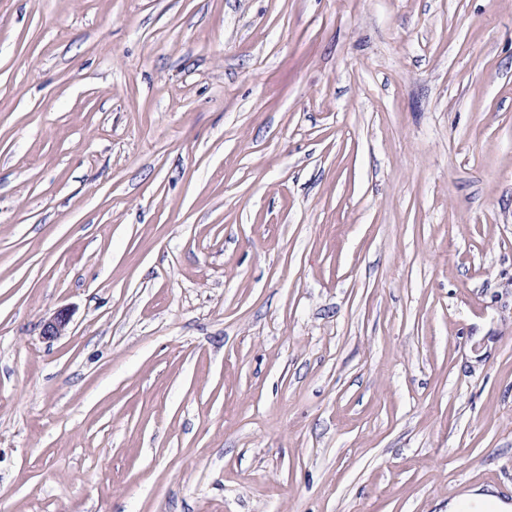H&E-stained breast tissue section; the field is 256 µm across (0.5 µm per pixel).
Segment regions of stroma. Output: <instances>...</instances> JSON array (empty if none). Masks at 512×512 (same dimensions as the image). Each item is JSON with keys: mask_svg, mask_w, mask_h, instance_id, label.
<instances>
[{"mask_svg": "<svg viewBox=\"0 0 512 512\" xmlns=\"http://www.w3.org/2000/svg\"><path fill=\"white\" fill-rule=\"evenodd\" d=\"M479 485L512 500V0H0V512ZM71 321L69 309H61L44 321L41 336L45 340H54L63 336Z\"/></svg>", "mask_w": 512, "mask_h": 512, "instance_id": "1", "label": "stroma"}]
</instances>
